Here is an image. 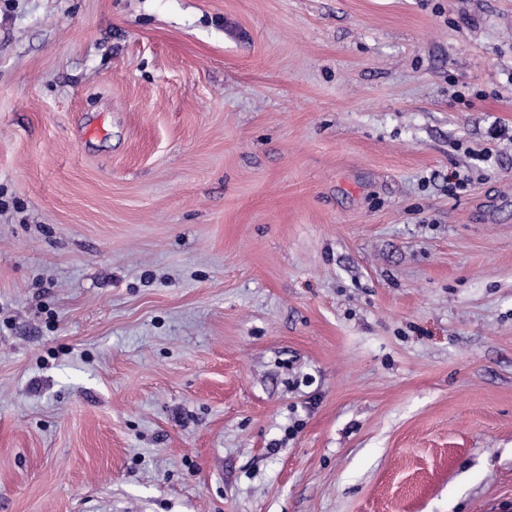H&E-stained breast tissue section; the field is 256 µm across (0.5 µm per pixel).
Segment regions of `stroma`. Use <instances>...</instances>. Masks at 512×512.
<instances>
[{
	"instance_id": "obj_1",
	"label": "stroma",
	"mask_w": 512,
	"mask_h": 512,
	"mask_svg": "<svg viewBox=\"0 0 512 512\" xmlns=\"http://www.w3.org/2000/svg\"><path fill=\"white\" fill-rule=\"evenodd\" d=\"M0 512H512V0H0Z\"/></svg>"
}]
</instances>
